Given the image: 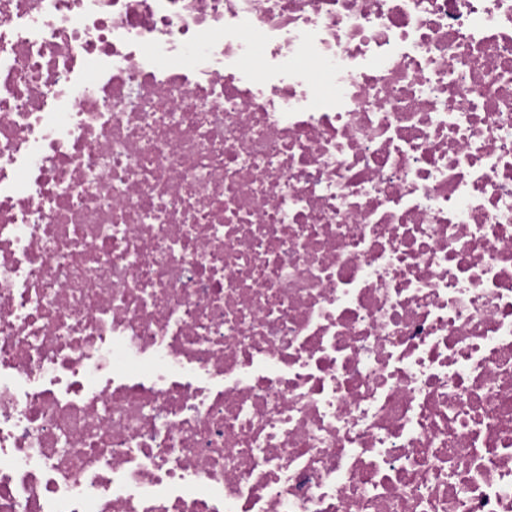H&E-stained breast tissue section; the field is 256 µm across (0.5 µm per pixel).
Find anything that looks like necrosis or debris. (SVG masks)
Masks as SVG:
<instances>
[{
	"instance_id": "1",
	"label": "necrosis or debris",
	"mask_w": 512,
	"mask_h": 512,
	"mask_svg": "<svg viewBox=\"0 0 512 512\" xmlns=\"http://www.w3.org/2000/svg\"><path fill=\"white\" fill-rule=\"evenodd\" d=\"M0 512H512V0H0Z\"/></svg>"
}]
</instances>
